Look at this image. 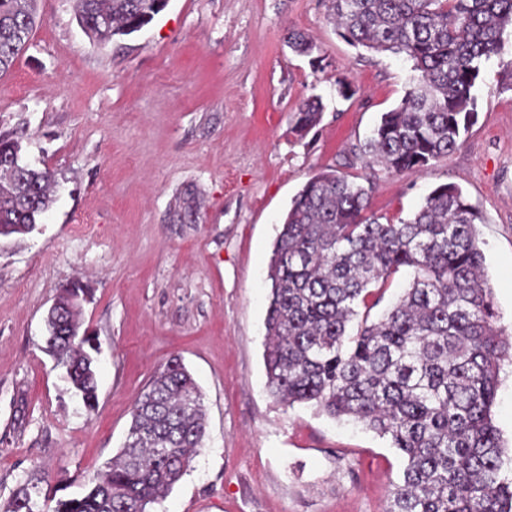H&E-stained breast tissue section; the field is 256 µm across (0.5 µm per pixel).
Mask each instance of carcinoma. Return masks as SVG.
Returning <instances> with one entry per match:
<instances>
[{"label":"carcinoma","instance_id":"obj_1","mask_svg":"<svg viewBox=\"0 0 512 512\" xmlns=\"http://www.w3.org/2000/svg\"><path fill=\"white\" fill-rule=\"evenodd\" d=\"M163 10L153 0H76L78 22L103 44L139 31ZM350 45L412 62L401 103L381 114L358 148L365 166L388 174L424 171L457 150L476 122L472 93L484 64L512 28V0H329ZM36 25L34 0H0V75ZM290 47L313 56L294 33ZM321 102L299 107L294 131L315 127ZM0 134V160L13 157L0 189V239L23 237L52 204L53 176L21 162ZM369 189L336 171L312 176L292 200L273 249L265 327L267 388L279 402L313 403L391 441L405 459L385 512H512L511 460L504 458L492 407L512 343L496 326L477 225L481 212L453 183L436 186L407 220L368 214ZM402 267L414 279L398 302L348 333L357 308ZM93 296L82 281L60 300ZM81 311L46 321V345L60 356L70 391L89 411L98 402L96 348L79 336ZM202 394L180 360L159 369L138 396L123 448L80 497L53 512H149L204 447ZM38 480L24 481L9 512H44Z\"/></svg>","mask_w":512,"mask_h":512}]
</instances>
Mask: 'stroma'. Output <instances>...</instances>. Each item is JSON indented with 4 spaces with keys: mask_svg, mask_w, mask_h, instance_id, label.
I'll list each match as a JSON object with an SVG mask.
<instances>
[{
    "mask_svg": "<svg viewBox=\"0 0 512 512\" xmlns=\"http://www.w3.org/2000/svg\"><path fill=\"white\" fill-rule=\"evenodd\" d=\"M39 21L0 77V133L54 175L36 231L0 240V512L27 478L81 496L122 447L133 403L180 358L202 394V454L151 512H382L404 460L388 439L266 390L268 266L293 197L335 170L369 184L370 213L410 218L438 184L482 212L480 247L497 324L512 341V91L502 62L474 89L478 118L430 169L389 174L355 150L400 103L411 64L336 33L327 0H168L140 31L94 44L75 0H35ZM310 36L320 67L297 55ZM353 86L342 99L337 80ZM320 97L319 123L294 115ZM94 290L82 327L99 350L87 411L46 352L60 287ZM493 420L512 449V361ZM321 109L319 98H311L302 103L296 115L294 131L303 135L315 127L320 121Z\"/></svg>",
    "mask_w": 512,
    "mask_h": 512,
    "instance_id": "obj_1",
    "label": "stroma"
}]
</instances>
